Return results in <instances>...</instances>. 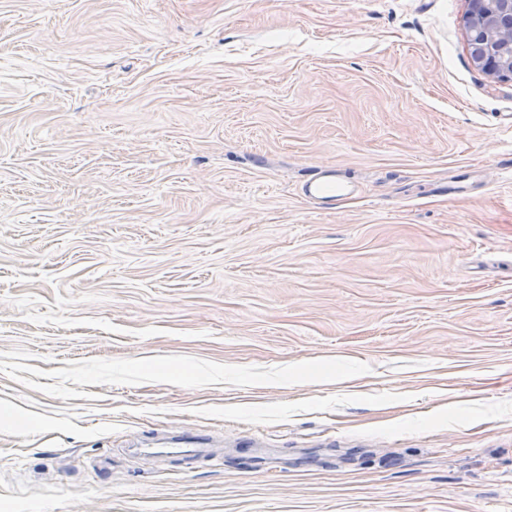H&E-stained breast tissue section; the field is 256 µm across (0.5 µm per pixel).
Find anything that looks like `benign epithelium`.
<instances>
[{"label": "benign epithelium", "instance_id": "benign-epithelium-1", "mask_svg": "<svg viewBox=\"0 0 512 512\" xmlns=\"http://www.w3.org/2000/svg\"><path fill=\"white\" fill-rule=\"evenodd\" d=\"M465 36L472 62L487 77L512 80V0H465Z\"/></svg>", "mask_w": 512, "mask_h": 512}]
</instances>
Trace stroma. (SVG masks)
Returning a JSON list of instances; mask_svg holds the SVG:
<instances>
[{
	"instance_id": "stroma-1",
	"label": "stroma",
	"mask_w": 512,
	"mask_h": 512,
	"mask_svg": "<svg viewBox=\"0 0 512 512\" xmlns=\"http://www.w3.org/2000/svg\"><path fill=\"white\" fill-rule=\"evenodd\" d=\"M464 12L0 0V512H512V82ZM186 435L223 460L127 452Z\"/></svg>"
}]
</instances>
